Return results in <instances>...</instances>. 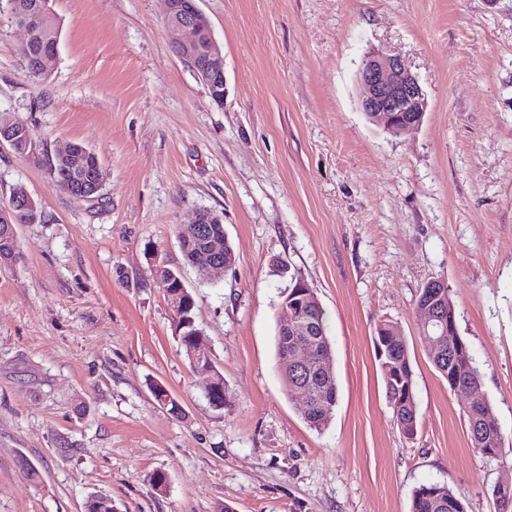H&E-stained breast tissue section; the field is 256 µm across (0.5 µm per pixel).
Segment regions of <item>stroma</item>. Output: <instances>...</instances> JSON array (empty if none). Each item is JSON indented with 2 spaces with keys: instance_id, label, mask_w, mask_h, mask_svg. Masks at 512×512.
I'll list each match as a JSON object with an SVG mask.
<instances>
[{
  "instance_id": "35a3bbf8",
  "label": "stroma",
  "mask_w": 512,
  "mask_h": 512,
  "mask_svg": "<svg viewBox=\"0 0 512 512\" xmlns=\"http://www.w3.org/2000/svg\"><path fill=\"white\" fill-rule=\"evenodd\" d=\"M197 5L224 55L220 103L173 52L161 0H50L61 37L45 79L27 70L24 31L0 21V118L26 121L47 158L83 144L106 174L99 198H75L47 159L0 146V201L19 184L43 215L18 226L19 258L0 267V512H83L98 491L112 512H409L428 482L494 512L512 474V0ZM374 49L424 89L418 131L359 111ZM202 209L235 251L218 278L185 263L175 234ZM156 261L195 297L224 409L189 366ZM279 261L327 316L339 398L320 431L280 378ZM432 279L451 291L499 458L472 448L466 397L420 339ZM382 320L409 347L411 440L385 397Z\"/></svg>"
}]
</instances>
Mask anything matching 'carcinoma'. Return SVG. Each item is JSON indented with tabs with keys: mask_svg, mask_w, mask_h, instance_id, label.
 <instances>
[{
	"mask_svg": "<svg viewBox=\"0 0 512 512\" xmlns=\"http://www.w3.org/2000/svg\"><path fill=\"white\" fill-rule=\"evenodd\" d=\"M54 42L36 37L31 42L21 47V54L26 62L29 73L36 78H45L47 74L36 69L40 57L49 51ZM74 150L82 153L85 158V167L82 174L78 175L71 168L60 166L57 163L50 164V170L54 178L59 182H72L76 187L95 179L104 182L103 165L98 155L80 143L72 144ZM176 236L182 251L184 260L191 265H197L202 261H220L232 264L235 261V253L229 238L224 235L222 224H181L176 227ZM184 308L182 319L176 322L178 339L181 347L186 349L194 341V332L197 326H185L183 320L194 317L196 307L195 298L191 291H186L182 296ZM302 326L309 331V340L315 347V356L324 355L328 359V367L319 368L310 377V386L304 387L299 382V375L289 372L283 379V384L289 401L297 407H308L306 420L309 425L317 430L325 428L331 415L317 407L313 399L312 389L325 385L332 391H338L334 359L332 356V343L328 335L325 312L319 300L304 303L299 311ZM399 326L389 320H383L376 328L377 336L388 341L386 352L389 356L379 360V363L397 364L402 366L407 373H412L408 344L404 336L397 332ZM422 336H428L438 340L441 353L428 354L434 368L444 377H452L460 387L478 386L481 383L479 371L473 365L472 355L454 356L448 354V337L441 336V331L429 328L420 332ZM385 396L393 411V417L400 431L405 436L417 433L418 419L416 402H405V385L390 379L387 373H382ZM469 426H483L488 430L496 431L498 418L487 399L467 406ZM410 512H466L464 499L453 493L447 485L433 482L416 487L412 493Z\"/></svg>",
	"mask_w": 512,
	"mask_h": 512,
	"instance_id": "obj_1",
	"label": "carcinoma"
}]
</instances>
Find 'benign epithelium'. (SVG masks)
I'll use <instances>...</instances> for the list:
<instances>
[{"label":"benign epithelium","mask_w":512,"mask_h":512,"mask_svg":"<svg viewBox=\"0 0 512 512\" xmlns=\"http://www.w3.org/2000/svg\"><path fill=\"white\" fill-rule=\"evenodd\" d=\"M167 26L179 38L173 42L176 55L186 63L207 88L215 92L218 99L225 95L224 62L218 51L207 16L198 8L196 0H163ZM8 14L14 23L21 26L27 35L26 41L41 35L46 21L53 16L49 0H34L23 10L14 7V0H7ZM361 87L358 108L372 114V119L384 129L398 132L418 128L428 107L427 96L416 75L407 67L404 60L383 50L368 53L357 74ZM412 112L414 116L405 120L401 113ZM285 330H291L297 337L293 345L290 365L296 371L310 372L315 363L314 346L306 340L302 325L295 315L294 308L283 306L281 309ZM444 308L424 306L418 308L419 325L429 327L437 321H445ZM196 370L208 374L205 392L211 398L221 391L217 369L212 361L203 364L202 337L189 350ZM88 512H112L111 497L102 492L92 495L85 505Z\"/></svg>","instance_id":"7a95c632"}]
</instances>
